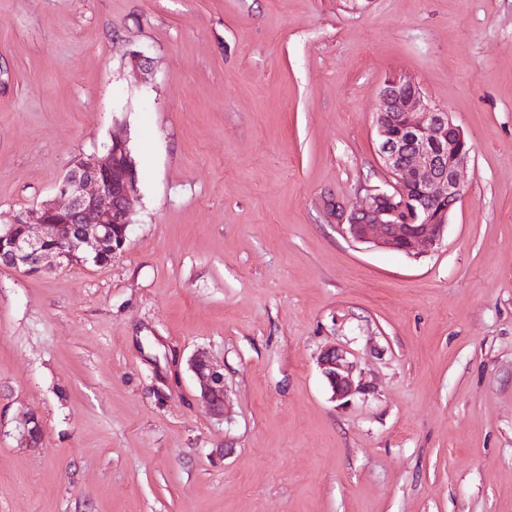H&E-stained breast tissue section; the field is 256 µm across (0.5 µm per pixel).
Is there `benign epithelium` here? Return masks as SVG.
Wrapping results in <instances>:
<instances>
[{
  "label": "benign epithelium",
  "instance_id": "benign-epithelium-1",
  "mask_svg": "<svg viewBox=\"0 0 512 512\" xmlns=\"http://www.w3.org/2000/svg\"><path fill=\"white\" fill-rule=\"evenodd\" d=\"M375 129L391 184L371 190L364 205L350 212L336 207V219L356 242L406 255L431 253L442 244L448 216L464 195L461 172L472 145L447 111L426 103L415 82L401 75L384 82ZM138 184L128 137L118 128L104 156L79 158L57 183L60 201L0 225V266L38 274L78 263H111L127 240ZM318 364L340 404L363 393L346 352L328 348ZM191 368L201 398L214 415H223L224 373L203 352L193 356ZM18 425L27 446L41 445L38 418L23 414Z\"/></svg>",
  "mask_w": 512,
  "mask_h": 512
}]
</instances>
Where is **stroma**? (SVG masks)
Segmentation results:
<instances>
[{
  "instance_id": "35a3bbf8",
  "label": "stroma",
  "mask_w": 512,
  "mask_h": 512,
  "mask_svg": "<svg viewBox=\"0 0 512 512\" xmlns=\"http://www.w3.org/2000/svg\"><path fill=\"white\" fill-rule=\"evenodd\" d=\"M391 74L473 145L421 257L326 208L389 181ZM118 125L123 250L0 267V512H512V0H0V224ZM319 368L326 379L335 401L339 405H347L352 397L363 393L361 380L355 381L353 372L355 364L347 356V352L335 347L324 350L318 359ZM201 398L216 416L224 414V374L213 365L204 352H197L191 361ZM19 428L22 430L27 446L36 448L44 439V429L38 418L32 414H22L18 418Z\"/></svg>"
}]
</instances>
